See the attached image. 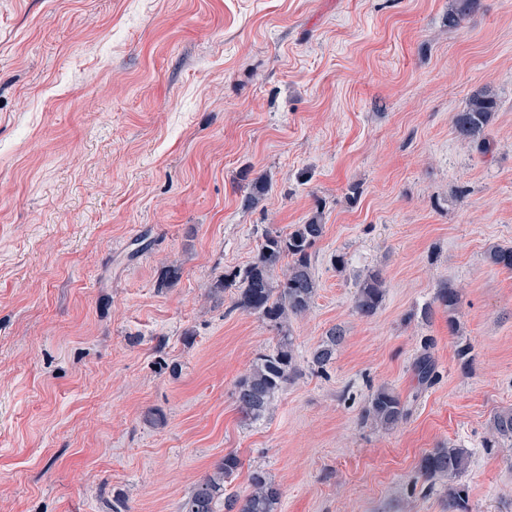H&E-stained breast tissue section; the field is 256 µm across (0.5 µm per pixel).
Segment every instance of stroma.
Segmentation results:
<instances>
[{"label":"stroma","mask_w":512,"mask_h":512,"mask_svg":"<svg viewBox=\"0 0 512 512\" xmlns=\"http://www.w3.org/2000/svg\"><path fill=\"white\" fill-rule=\"evenodd\" d=\"M451 4L0 0V512H179L230 451L231 491L263 467L281 512H450L453 485L469 512H512V442L485 445L512 409V273L484 260L512 245V0L454 29ZM482 86L501 104L487 156L451 123ZM246 171L270 183L249 209ZM317 205L302 373L249 422L234 387L277 333L215 284ZM382 385L411 410L388 431L362 417ZM448 443L466 472L423 477ZM383 284L379 271L368 272L359 280L355 295V309L361 317L371 318L376 315L385 297ZM434 302L438 307H442L448 313V331L455 333L457 331V312L460 304V293L451 283L441 284L437 288L434 296ZM343 340L344 331L340 327L336 326L329 329L325 338L322 339L310 355L311 366L322 370L332 363L336 357V351ZM431 346H433L431 342L424 343L420 355L414 362V371L422 385H431L437 378L435 361L430 352Z\"/></svg>","instance_id":"1"}]
</instances>
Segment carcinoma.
<instances>
[{
  "mask_svg": "<svg viewBox=\"0 0 512 512\" xmlns=\"http://www.w3.org/2000/svg\"><path fill=\"white\" fill-rule=\"evenodd\" d=\"M482 7V0H453L446 17L448 27L456 28L469 15ZM499 101L488 87L473 90L464 108L453 114L452 127L458 139L476 152L486 156L493 153L494 144L487 130L499 112ZM269 183L263 176L248 184L243 203L252 207L265 197ZM325 224L319 210L305 221L293 224L288 231L267 230L258 253L248 265L224 273L219 283L223 289L235 288L233 307L255 315L277 333V346L269 353L259 355L250 370L240 378L234 390L235 402L243 418L258 421L271 408L278 394L300 370L289 320L308 312L317 291L313 247L323 237ZM486 262L496 268L512 271V248L494 246L485 253ZM385 297L383 279L378 271H370L357 285L356 312L371 318L380 309ZM434 302L448 313V331H457V312L460 293L451 283L437 288ZM344 340V331L336 326L326 333L310 355V363L324 369L336 357ZM432 343H425L414 362L418 381L431 385L437 378ZM410 415L400 395L387 386L374 390L363 417L376 425L392 429ZM493 439L512 441V410L494 414L490 422ZM469 452L455 445L438 447L425 453L418 463L422 476L452 477L461 475L468 464ZM242 466L237 453L224 454L215 471L196 482L183 499L179 512H278L281 492L268 471L255 468L248 475L249 492L243 497L227 492L228 484ZM448 507L454 512H468L467 493L461 487L448 488Z\"/></svg>",
  "mask_w": 512,
  "mask_h": 512,
  "instance_id": "1",
  "label": "carcinoma"
}]
</instances>
